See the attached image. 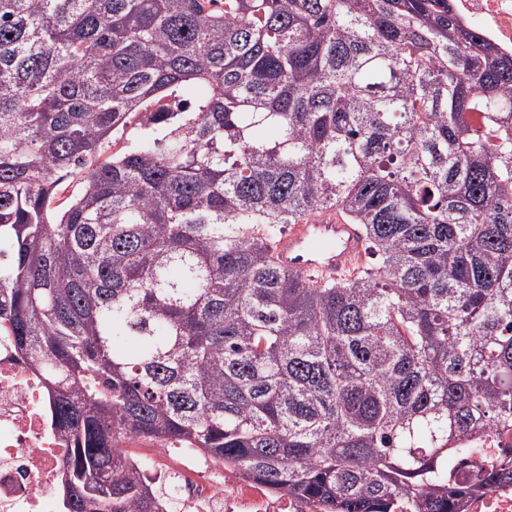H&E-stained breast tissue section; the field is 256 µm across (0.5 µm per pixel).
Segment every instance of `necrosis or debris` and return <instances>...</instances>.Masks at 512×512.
<instances>
[{"mask_svg": "<svg viewBox=\"0 0 512 512\" xmlns=\"http://www.w3.org/2000/svg\"><path fill=\"white\" fill-rule=\"evenodd\" d=\"M467 23L482 28L505 53H512V0H457ZM463 471L481 480L488 464L512 449V429L496 427L480 434ZM62 441L52 428L46 395L38 375L17 356L8 337L0 336V512H55ZM175 493L171 512H300L296 501L281 504L256 495L252 487L225 478L223 495H215L189 466L173 470ZM456 512H512V481L483 482L464 498Z\"/></svg>", "mask_w": 512, "mask_h": 512, "instance_id": "1", "label": "necrosis or debris"}]
</instances>
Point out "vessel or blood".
Masks as SVG:
<instances>
[{
    "instance_id": "obj_1",
    "label": "vessel or blood",
    "mask_w": 512,
    "mask_h": 512,
    "mask_svg": "<svg viewBox=\"0 0 512 512\" xmlns=\"http://www.w3.org/2000/svg\"><path fill=\"white\" fill-rule=\"evenodd\" d=\"M364 237L359 225L331 213L293 225L275 244L278 264L289 270L321 276H347L360 264Z\"/></svg>"
}]
</instances>
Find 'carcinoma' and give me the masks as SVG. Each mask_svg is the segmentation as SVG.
<instances>
[{
	"label": "carcinoma",
	"instance_id": "cac0c4a2",
	"mask_svg": "<svg viewBox=\"0 0 512 512\" xmlns=\"http://www.w3.org/2000/svg\"><path fill=\"white\" fill-rule=\"evenodd\" d=\"M330 210L376 263L281 269ZM1 333L59 512H167L133 439L315 512H453L512 425V56L449 0H0ZM510 447H512V427L507 431L499 427L488 428L477 437L474 446L469 447L477 450L468 456L466 463L462 465L463 470L460 471L468 475L470 482L482 479L485 466L499 461Z\"/></svg>",
	"mask_w": 512,
	"mask_h": 512
}]
</instances>
